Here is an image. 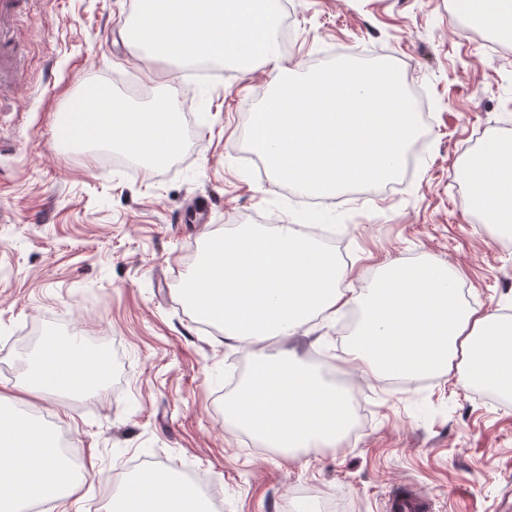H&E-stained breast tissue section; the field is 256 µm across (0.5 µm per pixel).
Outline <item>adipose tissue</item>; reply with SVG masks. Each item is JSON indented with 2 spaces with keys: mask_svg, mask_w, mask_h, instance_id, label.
Listing matches in <instances>:
<instances>
[{
  "mask_svg": "<svg viewBox=\"0 0 512 512\" xmlns=\"http://www.w3.org/2000/svg\"><path fill=\"white\" fill-rule=\"evenodd\" d=\"M457 8L512 33V0H456ZM175 94L141 108L88 87L74 96L56 125V139L111 144L152 165H164L181 146ZM462 175L471 205L493 224L512 228V143L488 138L469 155ZM344 270L314 237L278 224L217 233L192 269L181 297L200 318L219 323L230 341L292 337L314 317L332 319L359 306L363 317L339 363L389 378L436 374L460 364L467 382L512 391V321L462 303L456 275L437 263H384L357 294L343 291ZM294 352L258 356L244 384L224 402L225 416L266 445L293 452L341 442L349 419L343 389L293 363ZM108 367L89 363L77 339L47 340L26 363L23 391L75 396L98 391ZM82 484L61 460L49 430L0 397V512L26 505L68 512ZM112 512H213L208 498L170 470L154 467L126 481Z\"/></svg>",
  "mask_w": 512,
  "mask_h": 512,
  "instance_id": "1",
  "label": "adipose tissue"
}]
</instances>
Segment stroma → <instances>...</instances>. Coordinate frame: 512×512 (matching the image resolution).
<instances>
[{
    "mask_svg": "<svg viewBox=\"0 0 512 512\" xmlns=\"http://www.w3.org/2000/svg\"><path fill=\"white\" fill-rule=\"evenodd\" d=\"M295 74L335 58L397 64L430 122L405 186L390 195L334 192L312 203L242 158L245 116L272 91L250 74L190 71L144 61L119 42L133 0H35L18 37L27 72L0 104V395L16 396L28 357L48 337L106 354L95 394L38 398L42 420L92 466L72 512H109L115 482L152 467L191 472L223 512H385L417 490L429 512H506L512 502V405L501 407L459 371L407 381L345 374L368 409L346 445L295 457L224 416L242 367L260 354L297 353L321 373L354 337L348 313L307 334L260 345L225 340L180 297L206 232L301 224L348 257L344 289L368 287L388 259L454 269L471 307L512 319V247L473 222L461 163L478 133L512 140V52L449 22L453 0H288ZM148 107L177 88L183 150L162 167L54 143L56 115L89 84ZM459 186H451V179Z\"/></svg>",
    "mask_w": 512,
    "mask_h": 512,
    "instance_id": "obj_1",
    "label": "stroma"
}]
</instances>
